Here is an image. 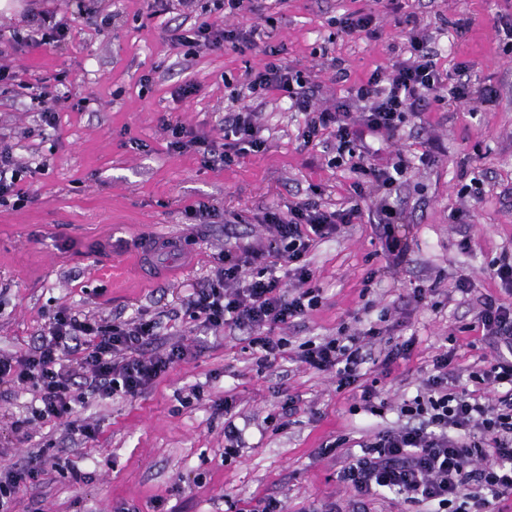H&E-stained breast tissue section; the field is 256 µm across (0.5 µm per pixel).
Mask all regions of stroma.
Returning a JSON list of instances; mask_svg holds the SVG:
<instances>
[{
    "mask_svg": "<svg viewBox=\"0 0 512 512\" xmlns=\"http://www.w3.org/2000/svg\"><path fill=\"white\" fill-rule=\"evenodd\" d=\"M26 8L0 23L7 48L0 60L19 73L17 84H0V136L16 158L35 167L22 186L24 202L0 205V354L37 344L58 310L80 317L126 320L163 313L155 344L179 341L192 357L173 365L142 394L90 398L80 411L98 427L94 441L74 442L62 425L42 420L17 443L11 422L26 415L29 389L0 386V448L9 461L44 452L38 482L21 492L13 512H230L235 501L256 504L274 497L288 512L336 505L350 512V493L338 481L340 458L318 450L338 437L367 440L398 426L397 404L415 396L419 382L443 350H454L457 384L490 348L475 315L478 298L501 296L490 268L512 252V56L502 52L498 17H512V0H256L252 24L281 50L283 62L311 72L324 96H347L356 82L387 69L404 52L399 20L412 15L436 36L437 66L456 82L466 73L475 85L494 87L489 103H430L411 118L415 131L432 136L435 165H412L397 199L405 222L395 233L409 249L397 272H387L389 253L380 224L371 219L346 226L312 247L307 260L322 302L292 324L275 328L287 338L282 359L258 367L246 329L204 330L181 304L202 285L225 248L266 237L255 217L264 208L308 199L327 207L350 203L347 166L333 167L325 144L301 146L299 114L277 96L261 108L268 148L231 166L207 168L195 151L167 148L160 119L169 116L200 133H215L248 71L266 56L254 51L200 48L186 52L161 37L164 27L206 21L221 27L213 0L185 9L167 0H24ZM365 8L378 16L381 34L354 40L336 18ZM65 22L66 38L49 51L11 45L12 36L37 38V20ZM471 22L457 36V19ZM345 68L339 79L337 68ZM60 79L62 96L49 104L53 126L40 124L31 90ZM194 83L181 97L178 89ZM83 99L82 109L72 106ZM484 174L482 199L468 186ZM205 201L219 216L201 223L189 207ZM473 205L468 230L453 214ZM469 251H461L462 236ZM152 243L150 265L136 250ZM468 277L471 298L455 297V282ZM435 285L442 305L414 303L421 285ZM387 316L385 338L412 341L409 359L367 367L387 407L364 410L359 392L337 391L336 376L305 369L301 343L354 332ZM200 399H189L192 385ZM232 397L228 413L213 403ZM294 415L276 422L287 398ZM242 432L240 454L224 457V424ZM68 461L88 473L74 485L58 465Z\"/></svg>",
    "mask_w": 512,
    "mask_h": 512,
    "instance_id": "35a3bbf8",
    "label": "stroma"
}]
</instances>
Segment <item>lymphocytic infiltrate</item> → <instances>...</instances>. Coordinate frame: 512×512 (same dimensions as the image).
I'll use <instances>...</instances> for the list:
<instances>
[{
  "label": "lymphocytic infiltrate",
  "instance_id": "obj_1",
  "mask_svg": "<svg viewBox=\"0 0 512 512\" xmlns=\"http://www.w3.org/2000/svg\"><path fill=\"white\" fill-rule=\"evenodd\" d=\"M404 35L407 58L390 69L374 70L346 99L325 106L320 103L322 87L309 73L275 62V49L259 47L255 26L227 29L202 22L189 32L174 31L169 36L175 48L261 49L269 61L251 73L246 83L249 95L278 94L289 111L304 117L297 140L309 145L325 135L334 138L337 164L349 165L361 175L352 185L354 202L349 207L328 211L305 200L284 210L265 209L261 222L270 233L267 245L225 251L212 277L188 296L187 313L202 320L207 329H249L260 366H273L284 352V340L272 336V327L306 316L321 303L305 261L312 243L356 223L367 212L387 226L402 223L403 212L392 203L391 192L408 166L391 149L404 136L408 115L424 111L432 101L462 104L495 96L489 87L476 89L461 80L447 83L434 62L435 39L417 19L407 20ZM160 123L169 149L196 151L211 167L230 166L242 154L267 148L257 114L247 106L225 115L215 139L165 116ZM280 259L293 265L295 287L278 276ZM476 319L494 355L470 371L468 389L456 385L449 352L435 356L433 371L417 395L399 407L406 424L361 442L360 454L348 457L341 467L338 478L353 494L352 512H367L369 500L384 493L410 505L436 504V512H467L471 507L484 512L490 502L512 498V303L482 298ZM157 329L156 321L137 316L115 322L56 312L37 346L24 354L0 357V385L27 384L37 393L36 404L29 407L30 419L16 421L15 431L26 433L32 420L76 425L85 388L110 397L134 396L152 386L171 365L190 355L183 344L145 355ZM381 334V329L371 327L319 343L307 341L301 345L299 361L310 369L335 373L337 391L360 390L369 404L379 393L362 386L364 364L377 357L392 364L408 358L412 347L408 341L379 344ZM79 428L84 438H95L94 426ZM41 473L37 453L1 470L0 512H12L27 481Z\"/></svg>",
  "mask_w": 512,
  "mask_h": 512
}]
</instances>
